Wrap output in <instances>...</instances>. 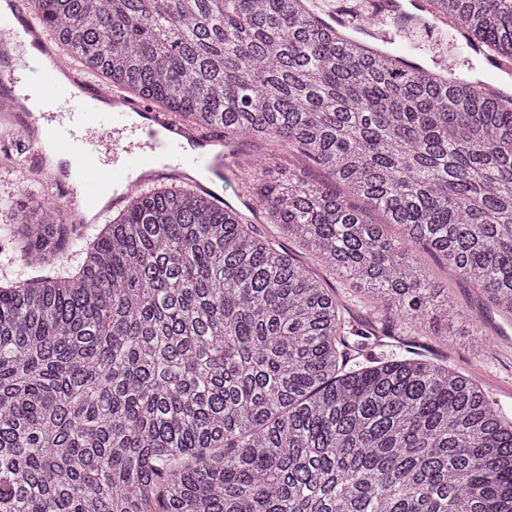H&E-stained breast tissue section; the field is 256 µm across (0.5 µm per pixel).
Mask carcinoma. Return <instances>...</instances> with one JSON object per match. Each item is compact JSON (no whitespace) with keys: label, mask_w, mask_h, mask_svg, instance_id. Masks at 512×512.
Listing matches in <instances>:
<instances>
[{"label":"carcinoma","mask_w":512,"mask_h":512,"mask_svg":"<svg viewBox=\"0 0 512 512\" xmlns=\"http://www.w3.org/2000/svg\"><path fill=\"white\" fill-rule=\"evenodd\" d=\"M26 2L116 91L321 169L249 167L252 211L394 317L352 323L191 183L142 188L75 272L0 284V512H512V423L473 379L414 351L347 367L438 313L483 333L421 252L512 313V96L452 81L454 51L366 54L310 0ZM427 7L512 57V0ZM0 210L29 268L68 247L59 210Z\"/></svg>","instance_id":"1"}]
</instances>
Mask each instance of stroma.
<instances>
[{
  "mask_svg": "<svg viewBox=\"0 0 512 512\" xmlns=\"http://www.w3.org/2000/svg\"><path fill=\"white\" fill-rule=\"evenodd\" d=\"M17 143L16 134L0 135V199L21 202L31 208L39 191L35 182L13 163L18 154ZM449 286L455 302L472 307L480 315L485 335H473L469 326L462 325L444 343L415 334L404 339L391 336L384 343L373 345L369 354L394 359L404 356L406 344L416 345L426 357L443 361L452 371L472 376L490 405L512 420V314L487 305L482 293L471 283L453 279Z\"/></svg>",
  "mask_w": 512,
  "mask_h": 512,
  "instance_id": "obj_1",
  "label": "stroma"
}]
</instances>
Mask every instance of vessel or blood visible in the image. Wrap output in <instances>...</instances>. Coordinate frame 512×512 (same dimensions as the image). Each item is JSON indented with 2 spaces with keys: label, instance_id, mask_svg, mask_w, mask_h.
I'll use <instances>...</instances> for the list:
<instances>
[{
  "label": "vessel or blood",
  "instance_id": "vessel-or-blood-1",
  "mask_svg": "<svg viewBox=\"0 0 512 512\" xmlns=\"http://www.w3.org/2000/svg\"><path fill=\"white\" fill-rule=\"evenodd\" d=\"M322 10L333 24L355 27L370 46L385 42L386 33L381 27L365 26L367 16L388 13L401 30L413 34L430 28L420 9H403L400 0H324ZM13 39L29 42L38 52L39 62L22 82L14 68H0V119L6 121L8 130L26 133L27 159L33 167L44 168L42 144L46 141L75 166L76 180L53 179L61 188L60 208L74 231H82L104 213L126 205V197L105 198L106 187L113 183L125 181L141 188L184 179L189 171L205 164L219 171L227 165L237 166V159H225L220 152L207 153L213 135L174 120L157 106L112 91L75 65H68L67 80H60L59 64L65 54L29 13L0 17V47ZM19 92L45 103L44 119L17 110L14 96ZM87 98L110 102L111 107L88 109L83 104ZM131 112L142 116V124L127 126L126 116ZM160 129L166 132L161 140L156 137Z\"/></svg>",
  "mask_w": 512,
  "mask_h": 512
}]
</instances>
